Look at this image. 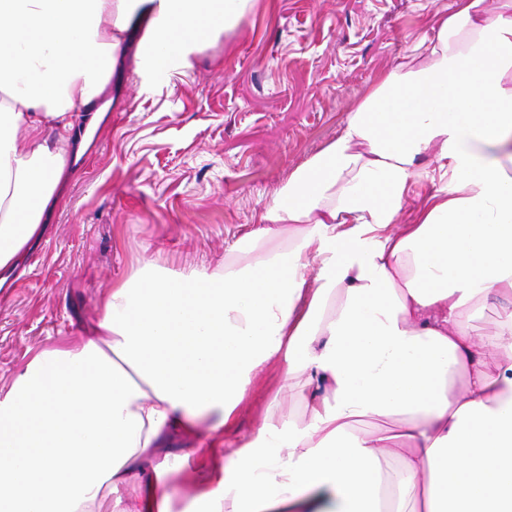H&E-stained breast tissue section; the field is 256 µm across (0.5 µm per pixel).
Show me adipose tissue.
<instances>
[{
	"label": "adipose tissue",
	"mask_w": 512,
	"mask_h": 512,
	"mask_svg": "<svg viewBox=\"0 0 512 512\" xmlns=\"http://www.w3.org/2000/svg\"><path fill=\"white\" fill-rule=\"evenodd\" d=\"M482 2L456 0L435 43L292 173L250 263L176 277L144 263L102 298L96 338L27 364L0 393V512H171L159 452L201 435L209 478L187 512H512V312L494 365L464 323L512 303V0L492 16ZM254 5L0 0V270L44 222L74 112L89 132L102 121L127 34L139 68L168 76ZM434 145L446 185L400 224ZM278 357L305 422L271 399L223 452Z\"/></svg>",
	"instance_id": "1"
}]
</instances>
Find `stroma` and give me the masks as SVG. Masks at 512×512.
I'll return each instance as SVG.
<instances>
[{
    "label": "stroma",
    "mask_w": 512,
    "mask_h": 512,
    "mask_svg": "<svg viewBox=\"0 0 512 512\" xmlns=\"http://www.w3.org/2000/svg\"><path fill=\"white\" fill-rule=\"evenodd\" d=\"M455 0H257L186 74L140 76L125 42L83 154L68 151L64 206L0 285V391L39 352L93 335L100 299L143 263L177 276L223 267L291 174L335 140L378 76L428 47ZM270 362L224 436L236 448L271 398L302 419Z\"/></svg>",
    "instance_id": "35a3bbf8"
}]
</instances>
